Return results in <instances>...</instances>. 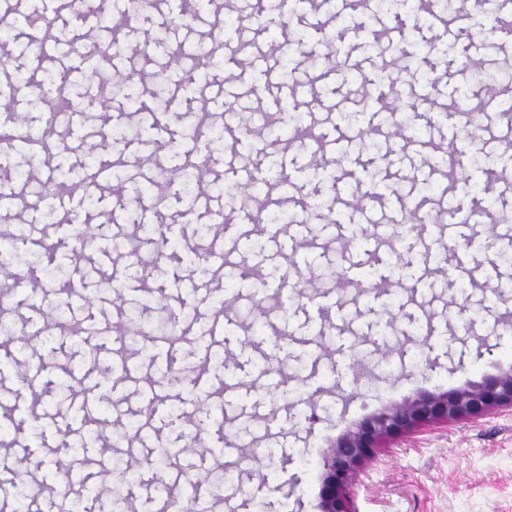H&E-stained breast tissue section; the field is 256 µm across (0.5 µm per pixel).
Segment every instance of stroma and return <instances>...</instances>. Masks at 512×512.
<instances>
[{
    "instance_id": "35a3bbf8",
    "label": "stroma",
    "mask_w": 512,
    "mask_h": 512,
    "mask_svg": "<svg viewBox=\"0 0 512 512\" xmlns=\"http://www.w3.org/2000/svg\"><path fill=\"white\" fill-rule=\"evenodd\" d=\"M68 3L23 0L30 22L0 23L20 44L0 71L24 89L19 122L0 130L16 190L0 196V235L26 225L40 258L11 268V320L75 329L0 355V411L25 443L0 446V463L27 458L28 497L71 476L107 512L121 459L136 472L127 502L155 512L157 481L223 464L230 486L200 487L211 512L242 485L243 512H319L322 455L343 432L405 397L512 370V325L498 322L512 308V198L496 187L512 178V112L492 109L479 131L452 104L502 97L512 39L474 0L456 9L470 43L441 0L430 13L360 0L345 22L295 0L275 26L258 0L189 15L162 0L118 30L116 0H86L80 17ZM178 48L206 57L204 78L170 66ZM49 75L78 111L34 157L17 144L44 126ZM297 119L338 149L323 172L289 134ZM196 144L210 191L147 194L157 164ZM243 164L283 180L227 193ZM25 372L41 376L35 393ZM202 399L209 450L188 452ZM352 497L357 512H512V408L398 439Z\"/></svg>"
}]
</instances>
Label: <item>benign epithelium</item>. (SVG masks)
<instances>
[{"mask_svg":"<svg viewBox=\"0 0 512 512\" xmlns=\"http://www.w3.org/2000/svg\"><path fill=\"white\" fill-rule=\"evenodd\" d=\"M501 406H512V371L440 395L407 397L365 418L329 446L322 457L321 512H356L352 488L357 473L377 456L387 440L419 427L478 416Z\"/></svg>","mask_w":512,"mask_h":512,"instance_id":"obj_1","label":"benign epithelium"}]
</instances>
